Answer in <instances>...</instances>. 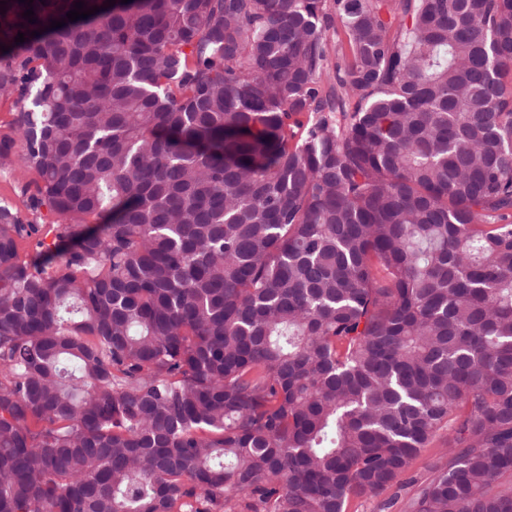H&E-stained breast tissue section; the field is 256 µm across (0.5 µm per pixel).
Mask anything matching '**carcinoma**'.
I'll use <instances>...</instances> for the list:
<instances>
[{"label": "carcinoma", "instance_id": "carcinoma-1", "mask_svg": "<svg viewBox=\"0 0 512 512\" xmlns=\"http://www.w3.org/2000/svg\"><path fill=\"white\" fill-rule=\"evenodd\" d=\"M75 2L0 12V512H347L441 431L405 512H512V0ZM348 53L346 39L341 25L337 24V30L331 29L327 33L326 41V54L328 64L333 66L336 63V58L341 57L342 54ZM23 103L15 97L0 98V139L10 138L14 140V149L19 150L20 142L15 133L13 121L16 112H19ZM36 175L32 171L19 166H6L0 168V202L8 203L18 209L22 216L35 221V215L27 209V188H33Z\"/></svg>", "mask_w": 512, "mask_h": 512}]
</instances>
